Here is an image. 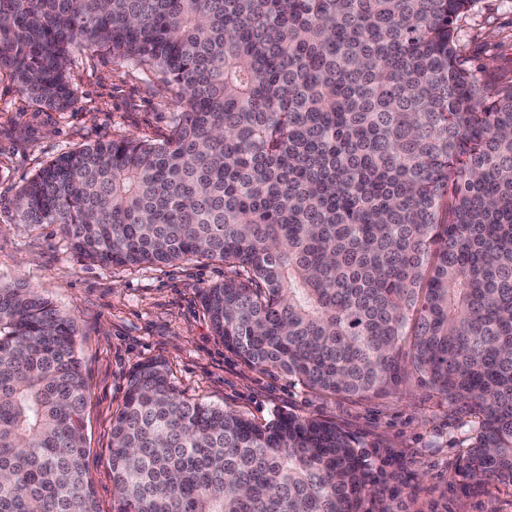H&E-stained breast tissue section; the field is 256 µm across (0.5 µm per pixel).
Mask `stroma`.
Instances as JSON below:
<instances>
[{
  "label": "stroma",
  "mask_w": 512,
  "mask_h": 512,
  "mask_svg": "<svg viewBox=\"0 0 512 512\" xmlns=\"http://www.w3.org/2000/svg\"><path fill=\"white\" fill-rule=\"evenodd\" d=\"M463 56L479 76H512V0H478L459 24ZM74 103L37 106L0 77V283H23L74 319L89 390L87 467L99 512H114L112 418L143 362H165L183 398L242 412L258 423L295 413L336 423L357 444L367 479L391 512H512V487L458 473L470 416L460 404L410 381L368 400L328 396L275 368L248 367L215 336L198 291L223 282L224 266L195 257L170 265L86 262L53 224L20 223L24 183L58 155L120 137L163 140L175 90L110 54L70 48Z\"/></svg>",
  "instance_id": "1"
}]
</instances>
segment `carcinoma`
Segmentation results:
<instances>
[{
  "mask_svg": "<svg viewBox=\"0 0 512 512\" xmlns=\"http://www.w3.org/2000/svg\"><path fill=\"white\" fill-rule=\"evenodd\" d=\"M477 0H0V75L57 111L81 43L177 89L160 142L63 153L19 190L102 265L200 256L224 347L330 396L422 385L475 419L463 478L512 486V77L480 81ZM72 318L0 285V512H98ZM116 512H365L335 423L258 424L137 365L112 423Z\"/></svg>",
  "mask_w": 512,
  "mask_h": 512,
  "instance_id": "obj_1",
  "label": "carcinoma"
}]
</instances>
